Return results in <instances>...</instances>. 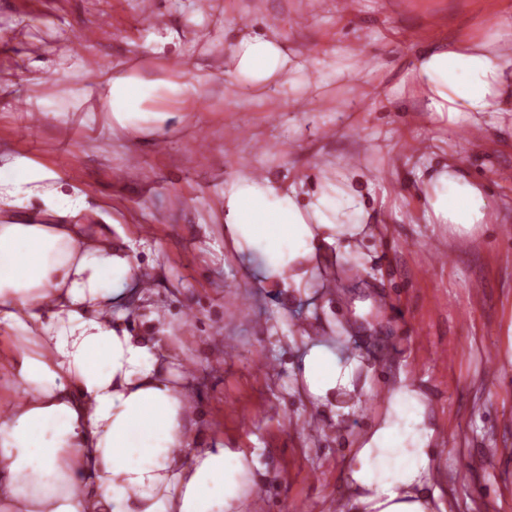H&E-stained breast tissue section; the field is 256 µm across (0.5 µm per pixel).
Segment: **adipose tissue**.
Instances as JSON below:
<instances>
[{
    "label": "adipose tissue",
    "mask_w": 512,
    "mask_h": 512,
    "mask_svg": "<svg viewBox=\"0 0 512 512\" xmlns=\"http://www.w3.org/2000/svg\"><path fill=\"white\" fill-rule=\"evenodd\" d=\"M305 70L275 27L236 31L226 74L238 95L300 88ZM407 75L423 111L448 125L479 130L485 115L512 112V54L478 34L420 42ZM198 89L128 73L101 76L91 92L113 126L135 131L144 113L168 119L160 97L188 99ZM56 178L25 156L0 163V206L36 198L72 218L0 222V331L24 342L19 352L0 348V374L23 393L0 397V512H241V479L256 454L203 446L183 361L131 330L116 308L144 287L130 238L95 225L83 195ZM372 184L355 165L341 181L325 174L311 187L239 176L224 186V237L256 266L261 286L297 296L311 286L318 254L351 247ZM424 193L429 223L465 236L488 220L483 184L447 157ZM302 340L301 394L350 412L359 360L320 333ZM434 436L423 395L400 378L354 442L343 512H435Z\"/></svg>",
    "instance_id": "obj_1"
}]
</instances>
